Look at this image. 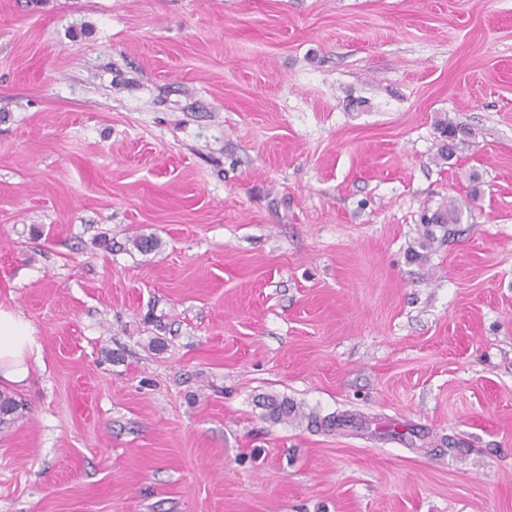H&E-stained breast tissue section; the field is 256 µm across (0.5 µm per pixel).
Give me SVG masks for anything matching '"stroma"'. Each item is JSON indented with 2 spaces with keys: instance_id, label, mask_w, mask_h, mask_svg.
I'll return each mask as SVG.
<instances>
[{
  "instance_id": "1",
  "label": "stroma",
  "mask_w": 512,
  "mask_h": 512,
  "mask_svg": "<svg viewBox=\"0 0 512 512\" xmlns=\"http://www.w3.org/2000/svg\"><path fill=\"white\" fill-rule=\"evenodd\" d=\"M0 304V512H512V0H0ZM36 330L24 316L0 305V380L21 386L30 373V360L41 359ZM263 408L267 419L275 422H288L297 416L296 408L288 401V397L269 395L264 400Z\"/></svg>"
}]
</instances>
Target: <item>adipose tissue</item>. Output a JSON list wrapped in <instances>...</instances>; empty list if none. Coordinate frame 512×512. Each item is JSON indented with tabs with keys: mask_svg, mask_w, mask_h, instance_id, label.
<instances>
[{
	"mask_svg": "<svg viewBox=\"0 0 512 512\" xmlns=\"http://www.w3.org/2000/svg\"><path fill=\"white\" fill-rule=\"evenodd\" d=\"M40 358L41 345L33 325L18 311L0 306V380L25 384L31 362Z\"/></svg>",
	"mask_w": 512,
	"mask_h": 512,
	"instance_id": "1",
	"label": "adipose tissue"
}]
</instances>
